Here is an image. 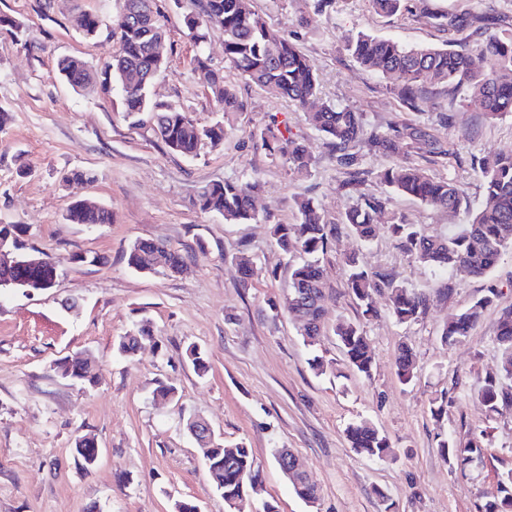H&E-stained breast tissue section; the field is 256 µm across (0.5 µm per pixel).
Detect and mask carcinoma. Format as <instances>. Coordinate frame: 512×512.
Wrapping results in <instances>:
<instances>
[{
	"label": "carcinoma",
	"mask_w": 512,
	"mask_h": 512,
	"mask_svg": "<svg viewBox=\"0 0 512 512\" xmlns=\"http://www.w3.org/2000/svg\"><path fill=\"white\" fill-rule=\"evenodd\" d=\"M118 2L119 10L112 20V39L116 40L118 50L105 58L95 72L81 58L64 57L58 63L59 74L74 88H120L126 115L146 116L157 138L172 152L195 158L204 144H219L224 140L226 123L242 110L236 90L225 83L221 71L212 67L204 49L209 29L216 26L224 32L225 62L268 94L302 108L309 124L322 133L337 162L350 167L357 164L362 153L382 151L393 156V161L379 170L377 177L394 192L450 216L467 210L466 192L461 184L431 177L404 158L405 141L424 137L422 131L397 127L369 131L360 113L320 101V83L312 60L293 43L288 32L274 28L256 12L251 0H200L201 11L185 17L197 45L195 71L212 95L224 104V121L203 127L196 126L181 108L151 96L156 76L166 69L168 54L166 31L156 0ZM372 5L376 12L386 16L407 10L406 0H372ZM345 49L364 70L389 79L392 91L412 112L420 110L427 88L451 85L476 99L489 119L512 113L511 34L487 30L475 50L466 42L446 47H408L393 39L359 32L347 38ZM257 138L270 156L286 158L293 173L310 172L312 157L287 122L272 119ZM482 168L484 200L465 223L453 226L445 236H433L401 219L389 225L398 244L434 270L460 269L476 277L489 274L501 253L512 248V154L485 161ZM363 185L356 172L346 182L359 202L345 211L344 219L358 238L368 243L376 236L375 217L385 208L386 200L364 192ZM260 191L261 183L256 178L214 182L201 189L194 205L203 212L222 216L226 223L249 224L258 220L254 201ZM298 212V223L276 224L273 228L276 243L284 253L305 256L292 267L284 308L288 312L301 310V336H320L325 287L318 255L327 250L332 228L309 199L299 202ZM67 221L110 224L112 210L78 199L68 209ZM41 256L43 261L38 265L9 272L0 268V280H23L34 285L57 278L60 259L45 252ZM126 261L128 267L146 273L168 275L173 269L180 272L183 268L179 253L154 240L135 242L126 252ZM346 276L347 286L365 316L376 313L373 294L381 288L391 291V309L397 321H415L424 311L422 297L382 274L367 270L355 256L346 260ZM496 297L491 291L471 307L450 315L442 342L449 346L462 342L483 309L493 304ZM335 335L349 364L359 373L369 374L372 357L361 328L351 322H339ZM152 337L150 323L142 320L120 338L117 349L130 355L142 341ZM497 343L501 352L498 372L485 377L475 390L493 413L512 407V308L501 314ZM397 366L402 380L410 381L414 369L410 348L401 349ZM346 435L353 447L373 457H384L389 448L386 437L366 420L350 424ZM438 448L448 463L463 472L471 459L483 455L481 445L470 442L462 446L451 436L441 440ZM204 464L215 492L222 499H241L247 491H256L259 471L255 469L252 449L214 448L204 456ZM479 512H512V468L501 474L496 495L480 505Z\"/></svg>",
	"instance_id": "cac0c4a2"
}]
</instances>
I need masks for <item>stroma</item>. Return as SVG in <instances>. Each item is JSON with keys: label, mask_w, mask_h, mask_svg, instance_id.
I'll return each instance as SVG.
<instances>
[{"label": "stroma", "mask_w": 512, "mask_h": 512, "mask_svg": "<svg viewBox=\"0 0 512 512\" xmlns=\"http://www.w3.org/2000/svg\"><path fill=\"white\" fill-rule=\"evenodd\" d=\"M164 15L168 64L156 79L157 100L188 112L197 125L222 118L224 105L193 69L194 40L184 24L195 0H158ZM254 9L288 30L313 61L323 100L359 112L367 128L412 127L423 133L409 157L428 175L461 183L471 208L483 197L480 163L512 154V114L486 118L464 93L432 88L420 111H407L383 77L363 70L344 49L355 33L394 39L406 46L479 45L485 28L512 34V0H408L407 11L385 16L371 0H252ZM115 0H0V14L19 21L25 35L0 29V224H20L22 250L37 249L62 262L46 291L0 288V512H174L179 501L200 512H225L212 489L198 443L187 423L208 421L212 447L251 448L260 470L258 491L247 493L243 512H477L496 491L498 475L512 467V410L490 412L474 397L479 380L495 373V343L502 309L512 307V249L485 277L436 271L405 252L391 236L394 218L431 235L447 233L449 218L419 201L391 193L377 177L389 156L363 154L368 193L385 197L380 230L361 242L344 222L356 194L349 177L304 112L271 97L224 62V34L209 32L206 52L235 87L243 104L226 126L223 142L188 159L169 152L149 123L131 124L119 91L72 88L57 62L82 58L89 66L117 48L110 36ZM85 12L103 21L85 37L77 19ZM287 121L314 165L293 174L285 158H272L252 140L270 115ZM94 176L66 186L72 171ZM254 176L258 222L228 224L200 211L194 201L207 184ZM111 209L108 224L65 219L75 199ZM310 199L333 228L321 257L326 309L317 348L306 346L283 307L288 259L272 228L296 223L297 203ZM140 239L178 250L181 273L146 275L128 268L125 252ZM97 255V264L73 255ZM355 255L371 271L420 294L424 313L398 322L388 290L374 296L376 313L363 316L346 283L345 260ZM253 274L242 279L241 258ZM498 297L466 339L441 341L449 315L470 307L488 290ZM152 340L134 355L116 345L140 320ZM359 324L372 355L369 374L348 363L334 333L337 322ZM201 348L205 374L186 359ZM412 349L416 369L402 382L396 359ZM92 353L95 376L81 382L61 376L56 363ZM320 357L323 371L312 369ZM176 390L156 396L157 384ZM442 414H433V407ZM371 422L390 446L386 458L352 448L349 424ZM94 436V466L77 465L76 439ZM482 441L484 461L468 473L440 455L445 436ZM289 448L319 489L306 504L276 465L272 453Z\"/></svg>", "instance_id": "obj_1"}]
</instances>
